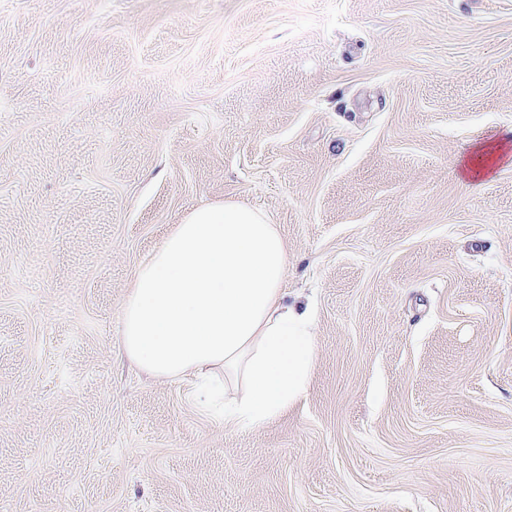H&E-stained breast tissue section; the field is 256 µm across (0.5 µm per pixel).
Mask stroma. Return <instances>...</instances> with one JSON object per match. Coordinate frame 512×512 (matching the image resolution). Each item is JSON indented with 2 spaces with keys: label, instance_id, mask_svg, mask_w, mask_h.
<instances>
[{
  "label": "stroma",
  "instance_id": "1",
  "mask_svg": "<svg viewBox=\"0 0 512 512\" xmlns=\"http://www.w3.org/2000/svg\"><path fill=\"white\" fill-rule=\"evenodd\" d=\"M512 0H0V512H512ZM312 299L255 430L120 352L190 210Z\"/></svg>",
  "mask_w": 512,
  "mask_h": 512
}]
</instances>
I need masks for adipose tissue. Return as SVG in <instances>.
Wrapping results in <instances>:
<instances>
[{
	"label": "adipose tissue",
	"mask_w": 512,
	"mask_h": 512,
	"mask_svg": "<svg viewBox=\"0 0 512 512\" xmlns=\"http://www.w3.org/2000/svg\"><path fill=\"white\" fill-rule=\"evenodd\" d=\"M288 246L257 208L192 210L137 265L120 347L144 373L189 381L190 401L257 430L304 397L314 309L289 301Z\"/></svg>",
	"instance_id": "obj_1"
}]
</instances>
